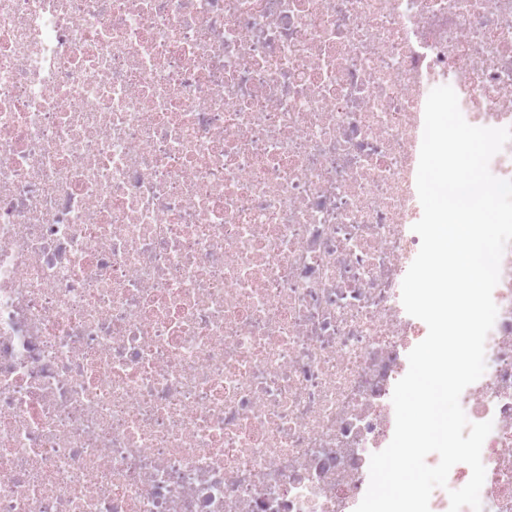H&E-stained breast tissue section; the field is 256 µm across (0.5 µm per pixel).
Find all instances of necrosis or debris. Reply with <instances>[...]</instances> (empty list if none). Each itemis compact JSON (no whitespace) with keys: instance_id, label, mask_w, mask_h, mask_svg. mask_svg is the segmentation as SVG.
<instances>
[{"instance_id":"necrosis-or-debris-1","label":"necrosis or debris","mask_w":512,"mask_h":512,"mask_svg":"<svg viewBox=\"0 0 512 512\" xmlns=\"http://www.w3.org/2000/svg\"><path fill=\"white\" fill-rule=\"evenodd\" d=\"M448 79L512 127V0H0V512H355ZM493 300L512 512V244Z\"/></svg>"}]
</instances>
